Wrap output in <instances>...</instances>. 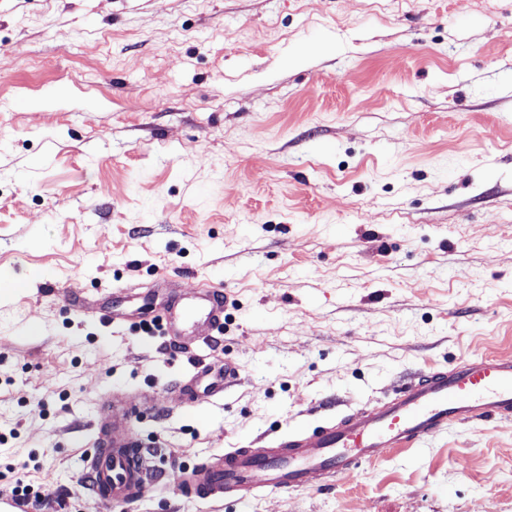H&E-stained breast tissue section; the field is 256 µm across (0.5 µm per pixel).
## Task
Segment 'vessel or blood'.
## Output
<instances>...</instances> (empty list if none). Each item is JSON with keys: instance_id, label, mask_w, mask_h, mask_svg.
<instances>
[{"instance_id": "obj_1", "label": "vessel or blood", "mask_w": 512, "mask_h": 512, "mask_svg": "<svg viewBox=\"0 0 512 512\" xmlns=\"http://www.w3.org/2000/svg\"><path fill=\"white\" fill-rule=\"evenodd\" d=\"M227 296L209 288L160 323L163 335L185 328L202 330L203 344L222 332ZM234 368L194 362L181 388L190 401L199 393L218 399L234 381ZM133 408L113 405L97 448L85 457L96 501L124 512L152 492L156 482L142 444L131 433ZM512 416V359H467L450 369L434 370L405 384L374 409L270 440L260 448H229L179 470L183 497L205 502L229 498L244 502L264 493L301 491L353 478L362 464L394 450H418L449 424L493 423Z\"/></svg>"}]
</instances>
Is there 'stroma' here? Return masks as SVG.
<instances>
[{
	"mask_svg": "<svg viewBox=\"0 0 512 512\" xmlns=\"http://www.w3.org/2000/svg\"><path fill=\"white\" fill-rule=\"evenodd\" d=\"M205 284L239 376L192 404L128 325ZM485 355L512 357V0H0V495L110 512L83 460L150 386L164 477L127 512H512V418L330 488L175 484Z\"/></svg>",
	"mask_w": 512,
	"mask_h": 512,
	"instance_id": "stroma-1",
	"label": "stroma"
}]
</instances>
